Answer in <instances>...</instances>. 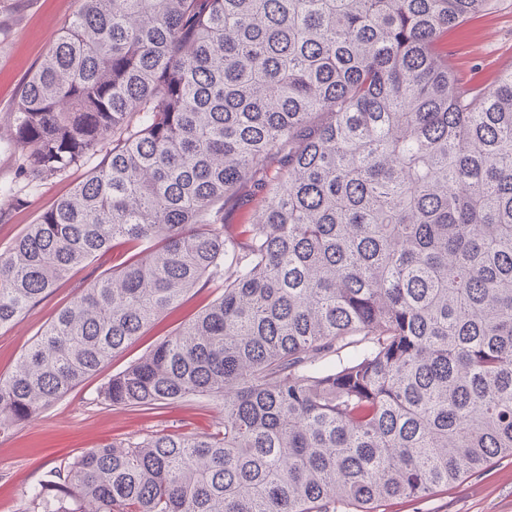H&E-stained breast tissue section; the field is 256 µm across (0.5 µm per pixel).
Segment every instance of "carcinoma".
<instances>
[{
    "label": "carcinoma",
    "mask_w": 512,
    "mask_h": 512,
    "mask_svg": "<svg viewBox=\"0 0 512 512\" xmlns=\"http://www.w3.org/2000/svg\"><path fill=\"white\" fill-rule=\"evenodd\" d=\"M489 0H82L24 85L19 174L99 168L0 253V328L102 271L0 376V434L221 289L98 398L224 403L49 472L32 512H373L512 456V68ZM248 183L251 223H224ZM448 63L463 83L488 84L512 65V0H491L478 18L450 29Z\"/></svg>",
    "instance_id": "obj_1"
}]
</instances>
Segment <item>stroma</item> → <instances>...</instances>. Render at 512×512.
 I'll return each instance as SVG.
<instances>
[{
	"mask_svg": "<svg viewBox=\"0 0 512 512\" xmlns=\"http://www.w3.org/2000/svg\"><path fill=\"white\" fill-rule=\"evenodd\" d=\"M81 0H0V188L28 201L12 209L0 195V252H6L37 217L98 168L97 151L68 176L28 182L19 178L18 154L4 148L9 117L31 76L79 10ZM448 62L465 83L487 84L512 65V0H491L478 18L450 29ZM92 265L77 267L14 324L0 329V375L10 374L55 312L71 302L92 278ZM218 294L213 285L195 288L145 336L116 353L96 373L36 416L0 435V512H32L34 488L52 469L87 449L156 431L210 433L224 425V409L215 402L189 399L152 411L115 407L98 400L100 387L125 370L155 343L175 332ZM378 512H512V458L493 459L424 496L391 499Z\"/></svg>",
	"mask_w": 512,
	"mask_h": 512,
	"instance_id": "stroma-1",
	"label": "stroma"
}]
</instances>
